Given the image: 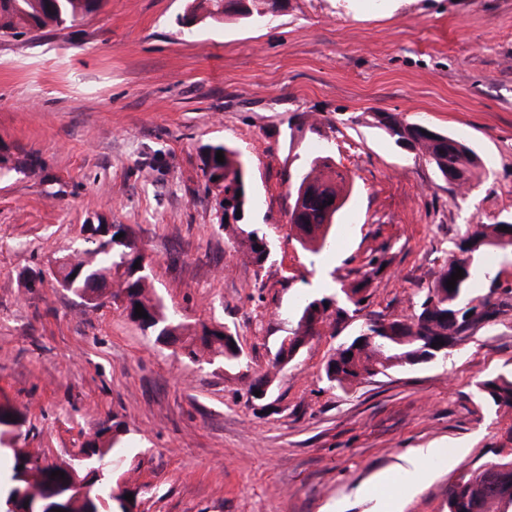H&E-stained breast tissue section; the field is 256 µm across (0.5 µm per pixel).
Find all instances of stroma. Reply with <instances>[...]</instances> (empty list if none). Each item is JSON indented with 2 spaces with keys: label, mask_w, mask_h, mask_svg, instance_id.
Returning <instances> with one entry per match:
<instances>
[{
  "label": "stroma",
  "mask_w": 512,
  "mask_h": 512,
  "mask_svg": "<svg viewBox=\"0 0 512 512\" xmlns=\"http://www.w3.org/2000/svg\"><path fill=\"white\" fill-rule=\"evenodd\" d=\"M186 8L105 0L76 27L0 37V470L17 451L65 465L119 422L131 480L148 487L137 512H447L450 478L493 460L512 427L474 396L512 371L511 247L484 258L498 314L447 359L347 390L323 376L339 337L283 370L272 360L300 299L365 277L346 335L410 317L459 228L512 221V0H282L263 21L190 28ZM379 112L467 144L481 182L451 193ZM217 142L247 163L263 269L217 222L202 173ZM319 155L352 191L334 249L313 253L289 228L288 190ZM99 222L129 227L168 314L237 333L241 366L189 361L49 278ZM416 448L455 458L411 494L383 490Z\"/></svg>",
  "instance_id": "obj_1"
}]
</instances>
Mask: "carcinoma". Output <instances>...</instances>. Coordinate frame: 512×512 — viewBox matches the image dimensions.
<instances>
[{
    "mask_svg": "<svg viewBox=\"0 0 512 512\" xmlns=\"http://www.w3.org/2000/svg\"><path fill=\"white\" fill-rule=\"evenodd\" d=\"M104 0H0V36H23L46 28H70L103 7ZM187 15L203 21L220 22L227 15L224 0H191ZM378 127L399 146L419 152L434 166L453 190L469 191L483 175L477 155L462 141L426 125L407 122L392 112L377 115ZM203 174L208 190L224 195L218 223L234 240L238 251L261 269L267 261L266 234L246 223L249 211V185L245 163L240 152L224 144L204 147ZM222 151L224 162L216 160ZM350 188L348 173L340 169L330 156L314 158L308 169L293 185L294 216L288 221L301 247L318 253L333 245L331 228L337 213L344 207ZM506 226L509 231L501 230ZM512 247V222L472 224L460 230L452 240V254L441 265L434 281L425 289L414 314L406 319H371L364 330L373 340L361 344L354 335L342 342L323 367L326 381L343 390L388 370L428 362L441 346H433L448 337H460L495 313L492 296L498 288V276L489 273L488 293L480 300L470 297L481 259L491 249ZM140 259L139 246L130 231L125 241L115 246L85 240V247L55 259L53 279L79 299L87 293L118 296L127 292V303L121 305L125 316L143 331L166 343L173 338L181 354L198 361L204 356L219 360L226 367L241 364L242 348L238 336L228 330L212 331L202 326L197 333L186 332L185 326L167 315L160 298L151 291V270L139 272L134 264ZM83 268L78 278L72 277ZM464 270L455 288L446 286L456 269ZM368 280L362 278L334 293L305 297L296 312V327L289 332L288 343H280L273 364H291L295 350L329 329L336 336L348 320L363 309L368 298ZM141 304L147 317H138L136 304ZM477 395L496 410L512 411V373L488 376L475 384ZM106 430L96 433L87 443L85 468L97 466L98 455L125 461L129 444L121 423L112 424V435ZM36 470L56 485V494L70 501L69 512H129L119 481L126 473L121 469L105 473L100 487L86 497L70 488V476L53 477V471H65L56 465H41L22 453L14 455L7 481L0 480V512H12L14 490L29 470ZM448 512H512V455L488 461L476 468H465L448 485Z\"/></svg>",
    "mask_w": 512,
    "mask_h": 512,
    "instance_id": "1",
    "label": "carcinoma"
}]
</instances>
